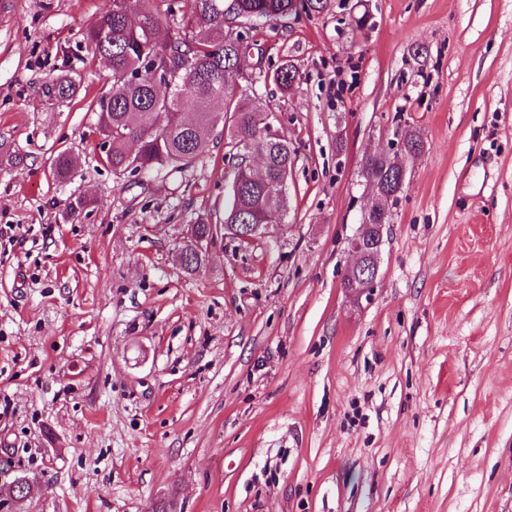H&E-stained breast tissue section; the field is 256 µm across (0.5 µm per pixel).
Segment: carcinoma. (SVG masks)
<instances>
[{
	"mask_svg": "<svg viewBox=\"0 0 512 512\" xmlns=\"http://www.w3.org/2000/svg\"><path fill=\"white\" fill-rule=\"evenodd\" d=\"M183 8L166 4V12L147 0H112V7L87 27L85 38L93 54L108 60L113 82L93 100L98 114L97 131L107 151L104 163L117 176L126 173L168 170L181 172L192 166L199 153L195 141L204 139L219 123L227 143L247 153L267 158L264 178L254 181L243 171L239 191L231 194L224 208L226 224H273L287 213L283 180L295 160V150L283 138L268 134V111L242 104L239 86L240 56L249 54L231 33L258 20L286 22L300 13L317 11L322 0H181ZM182 26L185 34L161 43L155 33L163 18ZM160 55L186 57L191 69L180 75L168 95L153 90L150 64ZM297 79L291 63L273 75L274 84L288 91ZM80 84L60 75L48 87L56 99H73ZM222 102L223 111L213 105ZM193 106L191 121L182 112ZM74 167L72 155L61 151L53 161L55 176L67 178ZM364 172L390 196L400 183L387 158L370 159Z\"/></svg>",
	"mask_w": 512,
	"mask_h": 512,
	"instance_id": "carcinoma-1",
	"label": "carcinoma"
}]
</instances>
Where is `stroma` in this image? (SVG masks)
I'll return each instance as SVG.
<instances>
[{"label":"stroma","instance_id":"stroma-1","mask_svg":"<svg viewBox=\"0 0 512 512\" xmlns=\"http://www.w3.org/2000/svg\"><path fill=\"white\" fill-rule=\"evenodd\" d=\"M111 5L0 0V512H512V0L257 22L245 68L298 70L267 87L288 212L201 243L231 191L220 132L168 176L101 161L110 71L83 33ZM407 133L378 277L347 291L365 159ZM80 91V84L72 77L67 75L57 76L52 80L48 87L50 92L57 100L66 101L73 99Z\"/></svg>","mask_w":512,"mask_h":512}]
</instances>
